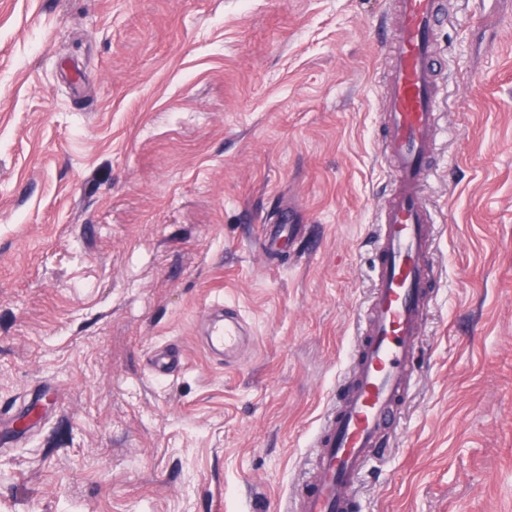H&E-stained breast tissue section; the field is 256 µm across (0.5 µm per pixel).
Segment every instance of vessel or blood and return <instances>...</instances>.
I'll return each mask as SVG.
<instances>
[{"mask_svg":"<svg viewBox=\"0 0 512 512\" xmlns=\"http://www.w3.org/2000/svg\"><path fill=\"white\" fill-rule=\"evenodd\" d=\"M391 6L400 28L386 49L380 121L383 157L394 183L380 216L372 260L374 292L353 355L352 376L317 434L312 474L292 512H349L354 482L382 446L415 377L419 340L432 302L435 225L421 195L436 166V143L442 135L435 42L448 13L442 0H391ZM295 236L296 227L288 222L267 225L264 255L276 257L282 242ZM244 334L239 314L229 308L224 319L213 321L208 343L230 353ZM180 363V355L163 349L153 356L151 371L167 376ZM43 415L35 399L7 425L19 438Z\"/></svg>","mask_w":512,"mask_h":512,"instance_id":"b4317fda","label":"vessel or blood"}]
</instances>
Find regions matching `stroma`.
Masks as SVG:
<instances>
[{
    "mask_svg": "<svg viewBox=\"0 0 512 512\" xmlns=\"http://www.w3.org/2000/svg\"><path fill=\"white\" fill-rule=\"evenodd\" d=\"M417 377L352 512H512V0H445ZM389 0H0V512H282L351 370L393 184ZM293 206L299 257L269 265ZM239 310V352L205 312ZM185 363L152 377V351ZM292 214L288 208V218L283 216L280 224H267L264 235V243L260 242V249L267 258L274 259L279 252L283 241L296 238V224H288L292 221ZM41 395L25 404L22 409L5 422L11 430L13 439L2 442L3 448L9 447L13 441L22 437L43 417V406L40 403Z\"/></svg>",
    "mask_w": 512,
    "mask_h": 512,
    "instance_id": "stroma-1",
    "label": "stroma"
}]
</instances>
